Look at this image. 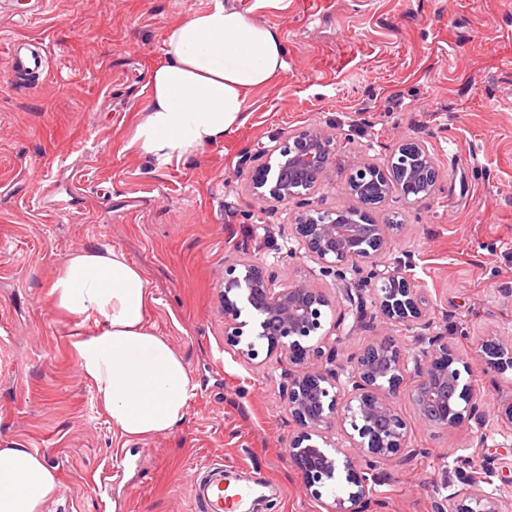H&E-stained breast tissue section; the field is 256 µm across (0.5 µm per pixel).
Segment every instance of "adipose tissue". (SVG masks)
<instances>
[{
	"label": "adipose tissue",
	"mask_w": 512,
	"mask_h": 512,
	"mask_svg": "<svg viewBox=\"0 0 512 512\" xmlns=\"http://www.w3.org/2000/svg\"><path fill=\"white\" fill-rule=\"evenodd\" d=\"M232 0L169 27L162 63L149 76V105L130 141L156 166L180 163L247 120V101L287 67L278 33L254 10ZM48 296L74 339L80 375L127 440L172 431L185 417L197 385L183 358L148 325L151 285L120 249H76ZM59 491L43 456L0 448V512H41Z\"/></svg>",
	"instance_id": "adipose-tissue-1"
}]
</instances>
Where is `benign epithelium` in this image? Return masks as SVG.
<instances>
[{"label":"benign epithelium","mask_w":512,"mask_h":512,"mask_svg":"<svg viewBox=\"0 0 512 512\" xmlns=\"http://www.w3.org/2000/svg\"><path fill=\"white\" fill-rule=\"evenodd\" d=\"M335 138L318 127H301L265 150L267 161L251 177L254 195L263 202L287 205L310 194L327 179ZM438 182L433 156L424 143L407 140L383 163L356 164L347 189L368 208L394 195L414 204L432 195ZM297 248L325 269L370 267L369 283L380 313L390 323L417 334V346L402 354L381 338L350 361L336 367L333 344L336 324H326L330 299L307 284L280 283L274 272L248 253L224 266L220 284L224 340L247 361L271 358L288 365L281 382L283 411L297 430L288 441V459L302 477L310 497L321 500V488L345 477L347 496H335L327 512H372L379 503L375 470L391 458L408 455V427L394 399L404 377L418 419L428 427L457 429L476 425L473 453L480 454L487 436L485 419L473 385L462 374L481 361L512 370V344L495 345L467 356L455 354L448 338L427 332L429 302L424 293L385 261L393 224H376L366 210L324 211L314 205L298 213ZM345 437L349 446L339 444ZM479 475L469 488L444 496L441 512H507L501 490L484 485Z\"/></svg>","instance_id":"7a95c632"}]
</instances>
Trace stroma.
<instances>
[{
    "instance_id": "obj_1",
    "label": "stroma",
    "mask_w": 512,
    "mask_h": 512,
    "mask_svg": "<svg viewBox=\"0 0 512 512\" xmlns=\"http://www.w3.org/2000/svg\"><path fill=\"white\" fill-rule=\"evenodd\" d=\"M281 0L256 10L286 50L287 68L247 101L233 134L159 168L129 148L144 117L163 35L209 0H48L36 19L0 0V445L56 468L42 512H197L200 469L223 465L252 481L253 512H324L347 486L307 494L286 448L283 366L247 363L224 341L219 284L249 247L278 279L319 288L339 322V362L389 338L413 339L379 314L362 273L337 275L294 251L292 215L313 203L359 206L352 163L380 162L405 140L426 144L434 195L389 198L374 223H398L386 259L430 300L434 331L461 354L512 341V0ZM41 41L49 70L13 81L7 48ZM336 136L324 186L285 206L253 195L264 151L290 130ZM122 249L152 286L149 324L183 357L198 388L167 434L126 441L78 373L49 287L79 248ZM361 297L358 316L348 296ZM492 481L512 484V370L476 366ZM403 381L395 405L420 456L384 465L382 512H436L439 492L464 488V429L420 423Z\"/></svg>"
}]
</instances>
